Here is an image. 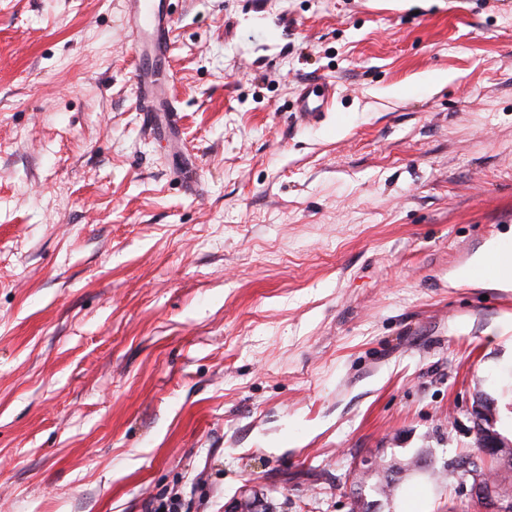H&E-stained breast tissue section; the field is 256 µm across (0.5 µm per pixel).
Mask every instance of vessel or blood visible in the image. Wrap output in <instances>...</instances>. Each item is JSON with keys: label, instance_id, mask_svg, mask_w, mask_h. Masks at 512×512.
<instances>
[{"label": "vessel or blood", "instance_id": "vessel-or-blood-1", "mask_svg": "<svg viewBox=\"0 0 512 512\" xmlns=\"http://www.w3.org/2000/svg\"><path fill=\"white\" fill-rule=\"evenodd\" d=\"M131 19V38L139 53L136 69L137 102L148 115L151 133L162 132L175 138L178 117L169 92V81L160 63L165 59L172 29V20L161 0H124ZM336 87L329 81L301 85L294 120L307 126L326 112Z\"/></svg>", "mask_w": 512, "mask_h": 512}]
</instances>
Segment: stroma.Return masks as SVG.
<instances>
[{
	"label": "stroma",
	"instance_id": "stroma-1",
	"mask_svg": "<svg viewBox=\"0 0 512 512\" xmlns=\"http://www.w3.org/2000/svg\"><path fill=\"white\" fill-rule=\"evenodd\" d=\"M167 7L177 149L123 0H0V512H352L364 459L512 440V290L448 285L512 236V0ZM335 92V85L328 80L301 85L293 112L295 122L303 126L315 122L329 109ZM477 419V429L480 435V455L486 459H498L502 446L497 434L490 428L493 424L490 410L485 408L481 412H477ZM483 422L488 424L489 427H485Z\"/></svg>",
	"mask_w": 512,
	"mask_h": 512
}]
</instances>
